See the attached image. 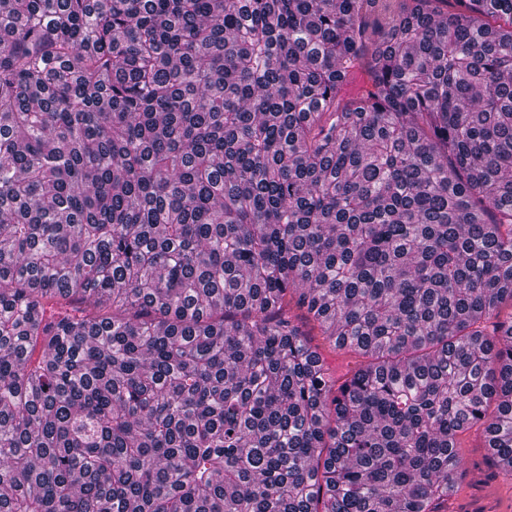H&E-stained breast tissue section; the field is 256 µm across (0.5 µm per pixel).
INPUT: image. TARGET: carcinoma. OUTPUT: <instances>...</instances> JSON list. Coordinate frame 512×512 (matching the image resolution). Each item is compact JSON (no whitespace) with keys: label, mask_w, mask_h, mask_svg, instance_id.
I'll return each mask as SVG.
<instances>
[{"label":"carcinoma","mask_w":512,"mask_h":512,"mask_svg":"<svg viewBox=\"0 0 512 512\" xmlns=\"http://www.w3.org/2000/svg\"><path fill=\"white\" fill-rule=\"evenodd\" d=\"M479 423L512 0H0V512H443ZM314 345H319L327 364L334 370L336 374H343L349 367H352L357 361L354 355L350 353L338 352L330 349L322 336H311Z\"/></svg>","instance_id":"obj_1"}]
</instances>
